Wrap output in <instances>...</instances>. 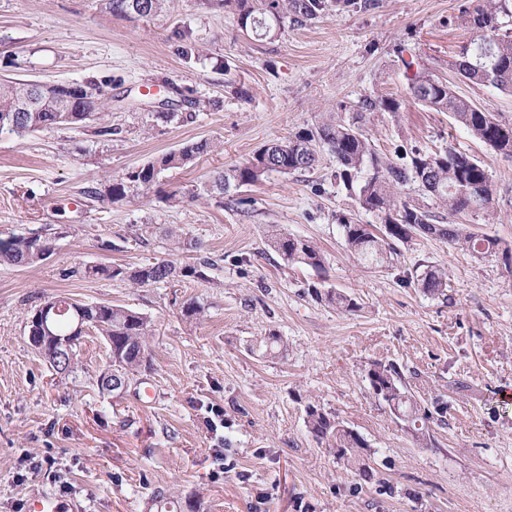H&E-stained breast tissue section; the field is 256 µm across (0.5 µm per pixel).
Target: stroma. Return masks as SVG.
Listing matches in <instances>:
<instances>
[{
    "instance_id": "35a3bbf8",
    "label": "stroma",
    "mask_w": 512,
    "mask_h": 512,
    "mask_svg": "<svg viewBox=\"0 0 512 512\" xmlns=\"http://www.w3.org/2000/svg\"><path fill=\"white\" fill-rule=\"evenodd\" d=\"M485 0H375L306 27L257 39L212 0H166L149 19L115 17L99 0H0V78L90 82L105 103L96 123L20 138L0 132V236L58 233L54 254L0 266V512L32 491L73 512H157L154 492L198 502L200 512H512V266L435 237L398 244L375 267L346 248L340 220L376 223L336 181L321 152L313 170L271 174L234 190V207L206 193L210 177L272 140L359 102L392 96L397 112L368 114L365 131L389 158L452 147L480 160L488 211L463 216L512 247V154L473 138L445 112L409 98L403 63L416 59L461 97L512 123V94L461 78L450 62L470 32L463 9ZM178 87L187 105L160 117ZM213 149L156 185L105 201L113 181L191 140ZM316 244L322 271L287 264L270 227ZM180 228L197 250L173 249ZM209 257L205 278L137 288L83 277L89 265L176 266ZM448 273L430 296L408 275ZM354 298L347 313L316 299ZM124 306L153 323L149 367L124 392L102 390L110 363L88 331L61 375L29 344L27 319L48 297ZM204 308L186 319V300ZM276 333L270 358L249 340ZM403 369L423 405L448 403L445 425L422 445L397 426L362 371ZM152 388L154 398L143 397ZM367 441L362 478L308 431L307 404Z\"/></svg>"
}]
</instances>
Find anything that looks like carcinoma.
<instances>
[{
	"label": "carcinoma",
	"instance_id": "carcinoma-1",
	"mask_svg": "<svg viewBox=\"0 0 512 512\" xmlns=\"http://www.w3.org/2000/svg\"><path fill=\"white\" fill-rule=\"evenodd\" d=\"M217 4L236 14L241 29L258 36L267 29H281L289 23L302 27L326 15L354 8H367L373 0H215ZM462 24L475 37L460 46L456 71L464 78L480 85L492 86L512 93V0H487L486 5L472 11H462ZM407 91L412 99L439 112H448L472 136L499 151L512 153V125L498 120L472 103L458 97L447 83L416 62H405ZM23 93V81L0 83V121L7 118L14 123L10 132L24 137L31 132L62 126H80L88 123L100 110L101 94L96 85L68 84L65 102L71 108L70 119H60L55 110V99H50L34 112H14L12 106ZM402 102L393 97L365 99L361 111L351 119L326 120L310 128H303L283 141L268 143L252 156L212 182V190L224 195L231 187L255 185L272 173L288 175L305 172L316 164L319 152L326 150L336 158V177L351 192L359 207L381 219L384 229L376 232L370 224H361L352 217L341 220L345 243L354 256L383 267L391 264L397 243L414 236H434L477 257L498 253L512 261V248L501 247L497 239L480 235L467 224L445 223V216L433 212L429 206L414 200H404L398 189L415 183L423 196L435 201L449 215L456 217L490 207L492 189L485 169L476 158L448 148L439 152L415 151L395 162L380 156L362 130L367 112H397ZM213 145L206 139L188 141L178 150L166 153L128 173L127 181L145 189L157 181L159 172L175 167H186L211 151ZM125 181V182H127ZM125 182H114L108 195L117 199L125 195ZM269 245L290 264L320 269L323 254L307 240L291 237L278 229L270 230ZM55 237L47 235H9L0 238V265L23 267L43 260V254L54 251ZM211 267L208 257L198 258L197 264L177 267L168 260H156L136 268L121 266H89L83 275L88 278L105 276L120 278L144 287L165 283L175 277L200 278V267ZM414 284L432 296L445 295L448 273L433 265H426L412 276ZM328 303L345 312H355L359 304L340 293L321 295ZM52 301L65 305L68 311L55 315L50 321L51 335L68 336L75 333L78 315L72 302L64 297ZM87 328L105 337L110 351L112 373L120 380H128L147 367V338L151 335V320L138 311L112 305H88L83 321ZM287 344L282 337L271 333L249 350L264 354H282ZM362 378L368 382L374 397L390 410L392 418L411 435L426 440L428 422L445 423L448 403L435 400L425 407L411 394L401 368L394 364L372 363L364 369ZM306 425L319 443L335 449L336 457L355 468L364 477H371L369 465L358 449L367 447L365 439L342 425L334 416L310 405L306 410Z\"/></svg>",
	"mask_w": 512,
	"mask_h": 512
}]
</instances>
